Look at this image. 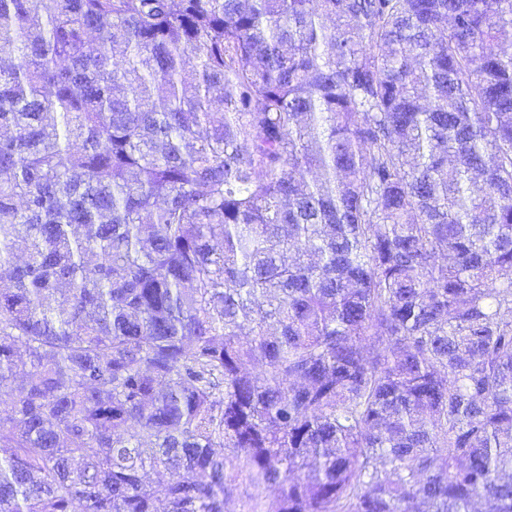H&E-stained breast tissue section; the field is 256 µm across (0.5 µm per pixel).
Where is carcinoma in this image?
I'll use <instances>...</instances> for the list:
<instances>
[{
    "instance_id": "cac0c4a2",
    "label": "carcinoma",
    "mask_w": 512,
    "mask_h": 512,
    "mask_svg": "<svg viewBox=\"0 0 512 512\" xmlns=\"http://www.w3.org/2000/svg\"><path fill=\"white\" fill-rule=\"evenodd\" d=\"M504 42L512 0H0V512H512ZM259 494L262 498L263 502L267 509L271 507L274 508V493L267 489L256 490L253 486L249 484L237 481L236 485L233 488L232 496L229 500L228 510L227 512H241L242 504L248 500L249 497ZM271 508V509H272Z\"/></svg>"
}]
</instances>
